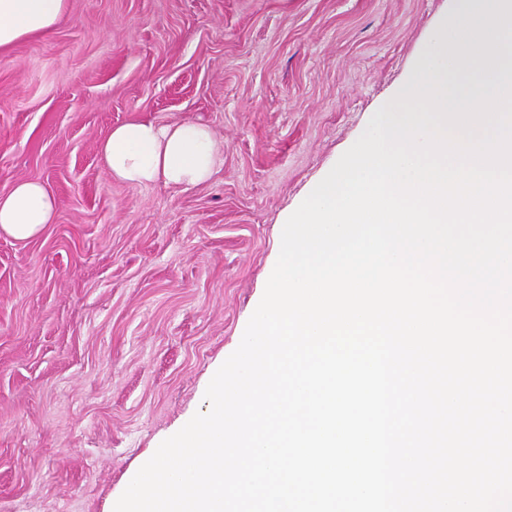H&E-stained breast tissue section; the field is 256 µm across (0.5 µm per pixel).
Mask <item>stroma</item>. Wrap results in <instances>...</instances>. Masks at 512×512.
Here are the masks:
<instances>
[{"instance_id": "1", "label": "stroma", "mask_w": 512, "mask_h": 512, "mask_svg": "<svg viewBox=\"0 0 512 512\" xmlns=\"http://www.w3.org/2000/svg\"><path fill=\"white\" fill-rule=\"evenodd\" d=\"M454 0H69L0 54V191L56 195L0 236V512H113L206 406L287 214L411 75ZM191 120L224 164L188 190L112 181L99 145ZM58 201L44 183L19 180L0 192V235L24 241L38 237L53 224Z\"/></svg>"}]
</instances>
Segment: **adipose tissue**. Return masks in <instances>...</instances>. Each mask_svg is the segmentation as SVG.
I'll use <instances>...</instances> for the list:
<instances>
[{
	"instance_id": "obj_1",
	"label": "adipose tissue",
	"mask_w": 512,
	"mask_h": 512,
	"mask_svg": "<svg viewBox=\"0 0 512 512\" xmlns=\"http://www.w3.org/2000/svg\"><path fill=\"white\" fill-rule=\"evenodd\" d=\"M67 8L68 0H0V52L50 33ZM99 152L112 180L181 189L207 183L224 162L222 144L207 126L193 121L128 122L112 129ZM57 209L44 183L16 181L0 192V235L36 238L54 223Z\"/></svg>"
}]
</instances>
